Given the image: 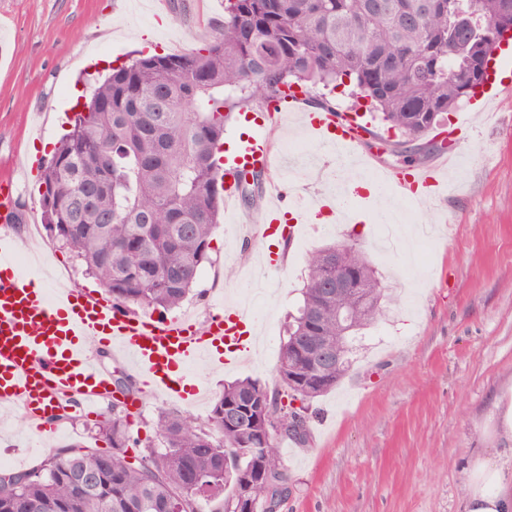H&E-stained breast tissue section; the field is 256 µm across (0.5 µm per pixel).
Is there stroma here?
<instances>
[{"instance_id":"obj_1","label":"stroma","mask_w":512,"mask_h":512,"mask_svg":"<svg viewBox=\"0 0 512 512\" xmlns=\"http://www.w3.org/2000/svg\"><path fill=\"white\" fill-rule=\"evenodd\" d=\"M223 18L224 0H0V178L12 172L17 155L37 151L51 159L78 96L103 66L120 65L135 51L199 48ZM308 98L313 107L324 98L336 111L363 114L369 126L364 149L377 165L409 172L437 164L434 132L408 155H391L396 134L351 86H319ZM447 128L453 150L467 153L448 175L447 198L417 205L392 186L375 197L351 193L355 223L325 224L317 235L293 242L276 240L284 262L272 275L274 288L258 298L259 284L247 272L257 268L259 249L221 223L211 261L178 310L202 325L225 297L257 300L260 353L233 371L204 364L193 370L214 397L237 378L274 385L283 328L303 301L311 252L355 244L382 282L383 313L360 331L346 378L312 401L307 442L280 443L289 477L280 512H463L464 467L473 451L512 447L499 407L512 400V96L500 98L492 114L462 104ZM255 134L272 145L276 166L269 177L286 211L295 210L299 192L332 190V155L322 156L320 165H303L318 143L297 122L248 107L246 118L228 124L224 147ZM18 206L17 251L29 257L19 266L23 278L39 280L36 254L42 251L55 267V281L102 294L70 249L44 234L30 239L29 225L41 221L38 182L21 183ZM142 397L129 428L131 456L141 455V442L152 437L158 410L202 423L211 410L148 390ZM67 412L72 422L40 435L24 412L0 411V449L21 453L15 471L39 467L55 448H108L101 417L83 413L74 401Z\"/></svg>"}]
</instances>
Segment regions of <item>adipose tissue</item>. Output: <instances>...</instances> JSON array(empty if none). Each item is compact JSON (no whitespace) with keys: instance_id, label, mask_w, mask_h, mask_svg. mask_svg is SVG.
<instances>
[{"instance_id":"adipose-tissue-1","label":"adipose tissue","mask_w":512,"mask_h":512,"mask_svg":"<svg viewBox=\"0 0 512 512\" xmlns=\"http://www.w3.org/2000/svg\"><path fill=\"white\" fill-rule=\"evenodd\" d=\"M465 473L464 512H512V448L475 452Z\"/></svg>"}]
</instances>
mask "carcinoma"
Instances as JSON below:
<instances>
[{"label": "carcinoma", "mask_w": 512, "mask_h": 512, "mask_svg": "<svg viewBox=\"0 0 512 512\" xmlns=\"http://www.w3.org/2000/svg\"><path fill=\"white\" fill-rule=\"evenodd\" d=\"M225 0L224 21L200 48L181 55H150L112 69L91 90L43 170L42 222L66 245L84 272L112 296V306L161 315L188 297L224 201L222 147L232 112L262 108L293 87L349 84L382 112L405 148L472 96L477 61L491 52L488 34L512 13V0ZM349 270L348 290L324 296L331 262ZM375 271L357 249L314 252L304 301L288 322L274 389L245 378L224 385L204 428L192 416L161 410L146 453L126 455L129 412L99 426L112 450L56 448L38 468L9 485L0 483V512H236L241 475L258 458L265 482L252 489V512H268L276 486L288 482L279 454L282 439L307 437L306 403L336 388L351 361L318 365L301 355L303 336L350 348L352 336L376 320L336 311L382 299ZM294 369L307 378L288 383ZM271 399L282 426L262 440L250 422L224 424V404ZM79 469L96 477L85 491L71 480ZM195 473L214 487L197 490Z\"/></svg>", "instance_id": "carcinoma-1"}]
</instances>
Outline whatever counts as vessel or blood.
<instances>
[{
  "label": "vessel or blood",
  "mask_w": 512,
  "mask_h": 512,
  "mask_svg": "<svg viewBox=\"0 0 512 512\" xmlns=\"http://www.w3.org/2000/svg\"><path fill=\"white\" fill-rule=\"evenodd\" d=\"M303 102L296 92L278 109L301 113L309 133L333 153L338 168L363 155L366 125L347 113L306 109ZM274 162L267 138L243 141L224 159L226 196L236 197L235 185L245 165L265 170ZM382 178L406 192L436 183L424 167L409 179L388 168ZM17 195L14 178L0 179V403L21 405L39 431L58 429L57 414L65 398H78L89 415L99 414L111 400L112 376L90 354L89 345L121 353L147 390L183 399L201 392L190 373L199 359L232 370L248 356L256 326L247 310L224 308L200 326L187 317L133 316L99 295L72 288L50 291L24 280L11 261L17 246ZM277 211V203L267 202L262 222L248 226L246 239L261 243L278 234L291 237L297 225L308 221L309 211L301 210L292 224L283 226Z\"/></svg>",
  "instance_id": "1"
}]
</instances>
